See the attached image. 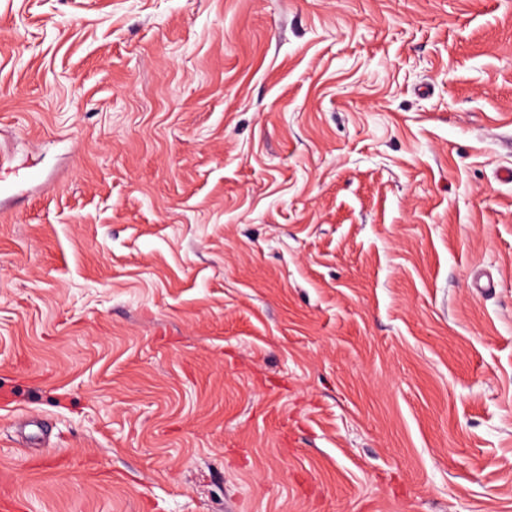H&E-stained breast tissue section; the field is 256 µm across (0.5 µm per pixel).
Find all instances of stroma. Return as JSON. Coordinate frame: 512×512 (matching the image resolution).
Here are the masks:
<instances>
[{
	"label": "stroma",
	"instance_id": "obj_1",
	"mask_svg": "<svg viewBox=\"0 0 512 512\" xmlns=\"http://www.w3.org/2000/svg\"><path fill=\"white\" fill-rule=\"evenodd\" d=\"M512 0H0V493L512 512Z\"/></svg>",
	"mask_w": 512,
	"mask_h": 512
}]
</instances>
